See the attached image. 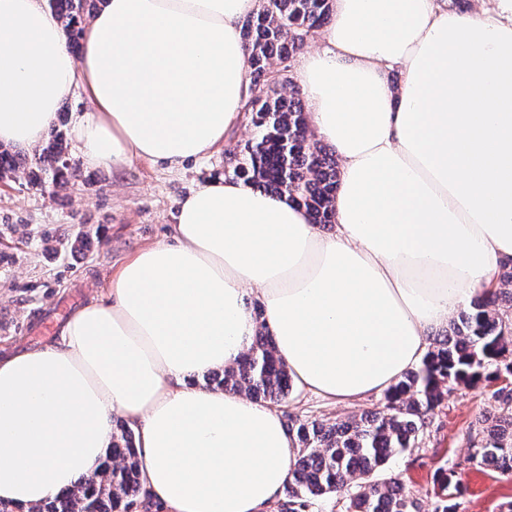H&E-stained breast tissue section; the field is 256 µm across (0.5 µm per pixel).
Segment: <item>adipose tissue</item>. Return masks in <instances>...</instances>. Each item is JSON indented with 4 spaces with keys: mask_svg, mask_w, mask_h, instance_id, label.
Listing matches in <instances>:
<instances>
[{
    "mask_svg": "<svg viewBox=\"0 0 512 512\" xmlns=\"http://www.w3.org/2000/svg\"><path fill=\"white\" fill-rule=\"evenodd\" d=\"M258 2L104 0L77 60L45 0H0V143L36 149L78 95L87 166L209 156L243 119ZM495 3L334 0L296 77L339 160L334 230L231 178L189 194L171 242L133 254L57 342L0 358V501L42 505L93 474L118 416L165 512H270L298 448L281 412L185 382L249 346L248 297L323 398L361 400L424 359L512 259V0Z\"/></svg>",
    "mask_w": 512,
    "mask_h": 512,
    "instance_id": "1",
    "label": "adipose tissue"
}]
</instances>
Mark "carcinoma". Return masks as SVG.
Masks as SVG:
<instances>
[{"label":"carcinoma","mask_w":512,"mask_h":512,"mask_svg":"<svg viewBox=\"0 0 512 512\" xmlns=\"http://www.w3.org/2000/svg\"><path fill=\"white\" fill-rule=\"evenodd\" d=\"M104 0H49L69 39L78 43L85 17ZM333 0H263L249 16L242 37L250 55L248 76L252 95L244 112L256 130L229 175L304 207L318 225L334 223L333 201L338 188V163L333 151L309 138L307 112L296 89L289 95L268 94L260 85L278 83L272 62L288 70L293 54L308 37L324 29L332 18ZM26 160L0 151V177L17 171ZM63 133H56L34 158L29 183L63 185L69 181ZM497 287L486 289L460 313L448 331L433 338L421 365L407 371L384 391L383 406L348 421H312L288 425L298 452L286 482L287 497L280 507L309 512L313 500L345 495L346 512H420L417 500L399 480L384 476L394 454L416 445L425 419L444 395L482 380L512 377V321L496 307L512 302V261L494 276ZM206 386L245 394L259 402L279 404L288 398L292 380L277 356L272 337L263 331L235 366L206 375ZM502 411L482 421L470 439L467 462L491 464L512 474V388L495 392ZM437 504L433 512H458L461 492L448 469L439 468ZM136 440L126 423L112 425V446L99 470L81 477L74 489L29 512H151Z\"/></svg>","instance_id":"cac0c4a2"}]
</instances>
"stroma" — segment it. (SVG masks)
Here are the masks:
<instances>
[{"label": "stroma", "mask_w": 512, "mask_h": 512, "mask_svg": "<svg viewBox=\"0 0 512 512\" xmlns=\"http://www.w3.org/2000/svg\"><path fill=\"white\" fill-rule=\"evenodd\" d=\"M253 136L244 125L202 160L166 170L138 159L116 174L84 166L71 145L73 176L66 186H31L21 170L0 178V357L56 341L71 313L104 296L112 274L130 256L169 239L182 199L223 176L229 147ZM497 388L494 382L458 388L427 420L417 447L389 459L386 474L403 481L421 512L435 506L441 467L452 470L462 491L460 512H499L512 502V476L465 461L470 430L498 410ZM381 402L377 393L343 405L295 388L281 409L296 421L332 422Z\"/></svg>", "instance_id": "stroma-1"}]
</instances>
